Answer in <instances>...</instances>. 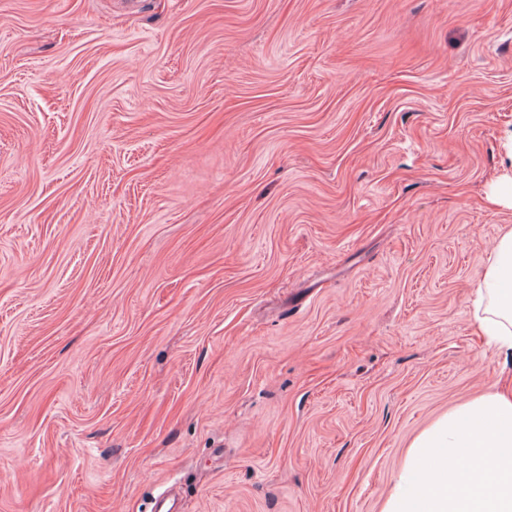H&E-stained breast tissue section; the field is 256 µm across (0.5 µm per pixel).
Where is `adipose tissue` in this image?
<instances>
[{
    "mask_svg": "<svg viewBox=\"0 0 512 512\" xmlns=\"http://www.w3.org/2000/svg\"><path fill=\"white\" fill-rule=\"evenodd\" d=\"M488 344L512 357V226L471 292ZM381 512H512V391L452 407L410 442Z\"/></svg>",
    "mask_w": 512,
    "mask_h": 512,
    "instance_id": "ef3b65f1",
    "label": "adipose tissue"
}]
</instances>
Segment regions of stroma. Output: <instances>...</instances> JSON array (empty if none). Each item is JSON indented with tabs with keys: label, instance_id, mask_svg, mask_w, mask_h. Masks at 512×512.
<instances>
[{
	"label": "stroma",
	"instance_id": "stroma-1",
	"mask_svg": "<svg viewBox=\"0 0 512 512\" xmlns=\"http://www.w3.org/2000/svg\"><path fill=\"white\" fill-rule=\"evenodd\" d=\"M508 130L512 0H0V512H381Z\"/></svg>",
	"mask_w": 512,
	"mask_h": 512
}]
</instances>
